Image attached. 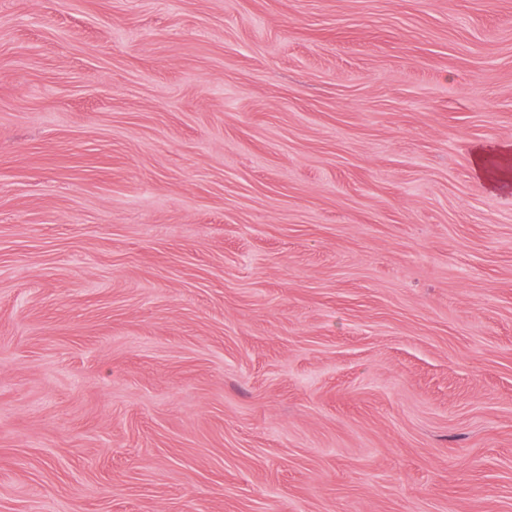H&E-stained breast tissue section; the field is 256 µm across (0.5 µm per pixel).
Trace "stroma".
<instances>
[{
	"label": "stroma",
	"instance_id": "stroma-1",
	"mask_svg": "<svg viewBox=\"0 0 512 512\" xmlns=\"http://www.w3.org/2000/svg\"><path fill=\"white\" fill-rule=\"evenodd\" d=\"M512 0H0V512H512Z\"/></svg>",
	"mask_w": 512,
	"mask_h": 512
}]
</instances>
